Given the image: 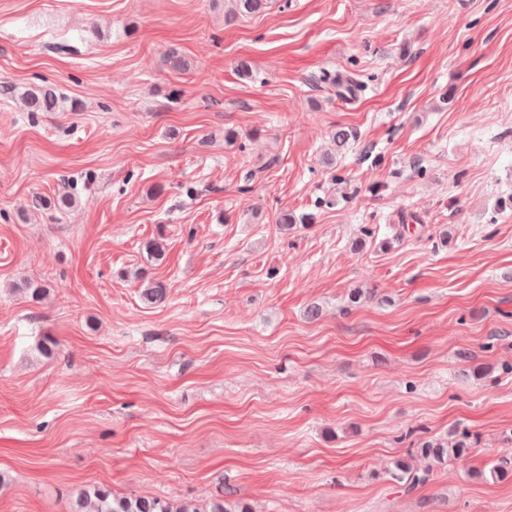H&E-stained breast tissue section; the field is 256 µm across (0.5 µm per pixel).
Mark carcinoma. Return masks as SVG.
Here are the masks:
<instances>
[{
  "mask_svg": "<svg viewBox=\"0 0 512 512\" xmlns=\"http://www.w3.org/2000/svg\"><path fill=\"white\" fill-rule=\"evenodd\" d=\"M230 15H250L259 12L265 0H225ZM28 107L33 112H51L57 105L56 95L42 89L26 94ZM165 284L149 282L141 291L146 305L162 302L166 296ZM477 437L468 430L455 435L450 441L420 440L410 449L406 458H398L389 470L390 481L404 492L422 488L434 479L437 467L451 461L464 459L473 452ZM469 478L482 482H504L512 478V463L502 458L489 468L473 469ZM69 512H253L249 503L240 499L218 498L206 504H196L181 499L141 496H116L104 486L82 488L72 496Z\"/></svg>",
  "mask_w": 512,
  "mask_h": 512,
  "instance_id": "1",
  "label": "carcinoma"
}]
</instances>
